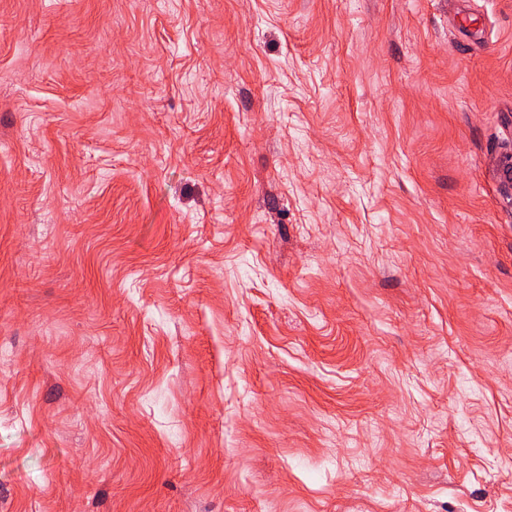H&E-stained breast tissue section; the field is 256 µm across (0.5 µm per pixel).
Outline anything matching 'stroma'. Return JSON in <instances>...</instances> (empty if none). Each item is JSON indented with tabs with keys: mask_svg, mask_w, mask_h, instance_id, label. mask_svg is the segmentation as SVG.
Instances as JSON below:
<instances>
[{
	"mask_svg": "<svg viewBox=\"0 0 512 512\" xmlns=\"http://www.w3.org/2000/svg\"><path fill=\"white\" fill-rule=\"evenodd\" d=\"M512 0H0V512H512Z\"/></svg>",
	"mask_w": 512,
	"mask_h": 512,
	"instance_id": "obj_1",
	"label": "stroma"
}]
</instances>
